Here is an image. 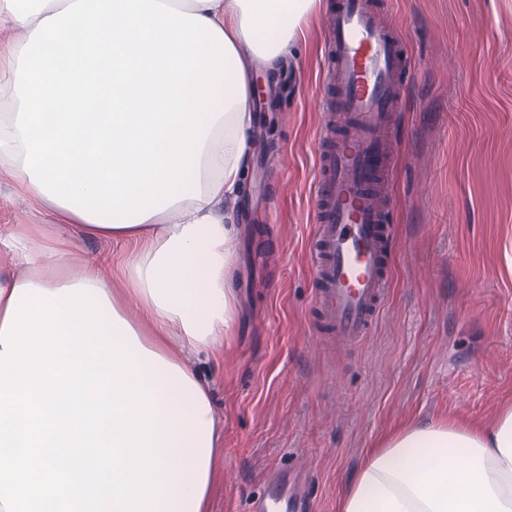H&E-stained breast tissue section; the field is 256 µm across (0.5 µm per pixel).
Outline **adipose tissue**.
<instances>
[{
  "instance_id": "1",
  "label": "adipose tissue",
  "mask_w": 512,
  "mask_h": 512,
  "mask_svg": "<svg viewBox=\"0 0 512 512\" xmlns=\"http://www.w3.org/2000/svg\"><path fill=\"white\" fill-rule=\"evenodd\" d=\"M316 0H0V323L15 288L88 286L143 367L159 512H208L220 428L199 358L236 334V223L255 148L250 65L280 63ZM126 243L72 273L77 239ZM339 512H512V403L408 422L369 448ZM8 192L4 188L3 185H1L0 188V216H1V223L4 222V220L9 219L12 222L15 221H28L29 217L27 214L24 213L22 205L14 198L10 199L7 196Z\"/></svg>"
}]
</instances>
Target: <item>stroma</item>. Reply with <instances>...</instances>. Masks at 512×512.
Masks as SVG:
<instances>
[{"instance_id": "obj_1", "label": "stroma", "mask_w": 512, "mask_h": 512, "mask_svg": "<svg viewBox=\"0 0 512 512\" xmlns=\"http://www.w3.org/2000/svg\"><path fill=\"white\" fill-rule=\"evenodd\" d=\"M320 0L288 51L244 187L223 360H199L223 426L211 512H246L272 471L308 479L312 512L403 422L492 421L512 401V0H386L411 68L388 173L394 284L371 335L315 331L316 142L329 98Z\"/></svg>"}]
</instances>
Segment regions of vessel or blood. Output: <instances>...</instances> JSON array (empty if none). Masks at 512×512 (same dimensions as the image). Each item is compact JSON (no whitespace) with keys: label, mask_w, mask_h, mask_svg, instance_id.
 Returning <instances> with one entry per match:
<instances>
[{"label":"vessel or blood","mask_w":512,"mask_h":512,"mask_svg":"<svg viewBox=\"0 0 512 512\" xmlns=\"http://www.w3.org/2000/svg\"><path fill=\"white\" fill-rule=\"evenodd\" d=\"M325 80L335 98L317 142L308 242L320 332L347 345L370 336L390 285L389 136L409 61L400 33L374 0H336Z\"/></svg>","instance_id":"obj_1"}]
</instances>
